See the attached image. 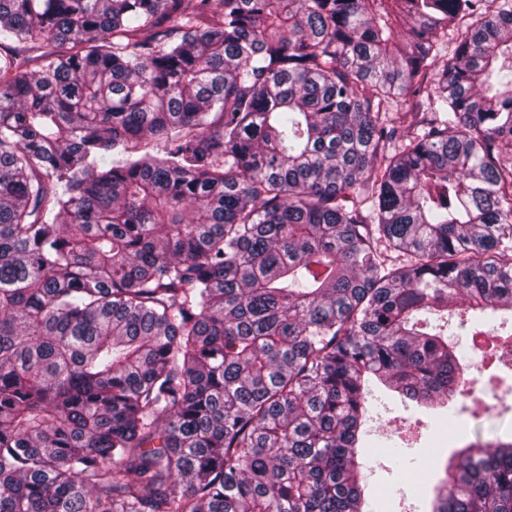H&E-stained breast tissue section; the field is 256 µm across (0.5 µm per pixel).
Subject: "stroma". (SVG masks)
I'll return each instance as SVG.
<instances>
[{"instance_id": "stroma-1", "label": "stroma", "mask_w": 512, "mask_h": 512, "mask_svg": "<svg viewBox=\"0 0 512 512\" xmlns=\"http://www.w3.org/2000/svg\"><path fill=\"white\" fill-rule=\"evenodd\" d=\"M492 374L489 367L468 372L470 393L458 397L449 418L438 423L424 409L374 389L361 459L370 487L384 491V512H424L426 498L444 475V461L475 433L512 435V389L492 382ZM394 446L403 448V457L387 456Z\"/></svg>"}]
</instances>
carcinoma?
I'll list each match as a JSON object with an SVG mask.
<instances>
[{
  "label": "carcinoma",
  "mask_w": 512,
  "mask_h": 512,
  "mask_svg": "<svg viewBox=\"0 0 512 512\" xmlns=\"http://www.w3.org/2000/svg\"><path fill=\"white\" fill-rule=\"evenodd\" d=\"M499 312L512 0H0V512H381L372 387L448 408L428 316Z\"/></svg>",
  "instance_id": "obj_1"
}]
</instances>
